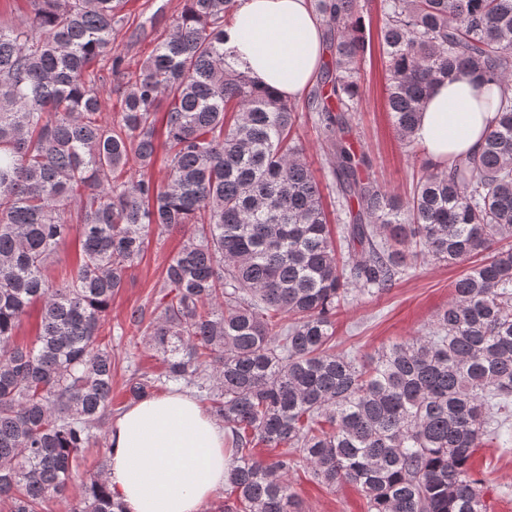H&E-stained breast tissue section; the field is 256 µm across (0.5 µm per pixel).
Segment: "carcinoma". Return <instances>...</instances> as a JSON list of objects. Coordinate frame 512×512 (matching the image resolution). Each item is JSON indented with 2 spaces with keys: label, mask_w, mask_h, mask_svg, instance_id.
Instances as JSON below:
<instances>
[{
  "label": "carcinoma",
  "mask_w": 512,
  "mask_h": 512,
  "mask_svg": "<svg viewBox=\"0 0 512 512\" xmlns=\"http://www.w3.org/2000/svg\"><path fill=\"white\" fill-rule=\"evenodd\" d=\"M0 23V512H124L106 478L74 476L112 413V298L152 229L188 228L156 307L130 323L160 354L134 373L139 401L170 382L206 393L224 420V512H301L297 459L328 486L352 484L368 512H487L470 460L512 446V97L477 155L422 168L403 199L384 190L347 137L365 52L358 0H313L335 47L304 108L335 159L347 253L293 130L297 106L224 54L237 0H184L174 28L130 78L114 48L128 0H27ZM394 129L413 155L423 99L480 72L512 83V0H382ZM122 94L102 119L94 70ZM163 113L166 181L150 174ZM79 260L47 275L60 243ZM480 257L424 336L368 362L338 353L334 317L357 291L392 287L420 260ZM31 345L15 341L33 305ZM288 315V322L278 316ZM263 444L278 453L253 457Z\"/></svg>",
  "instance_id": "carcinoma-1"
}]
</instances>
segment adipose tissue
I'll list each match as a JSON object with an SVG mask.
<instances>
[{"instance_id":"adipose-tissue-1","label":"adipose tissue","mask_w":512,"mask_h":512,"mask_svg":"<svg viewBox=\"0 0 512 512\" xmlns=\"http://www.w3.org/2000/svg\"><path fill=\"white\" fill-rule=\"evenodd\" d=\"M224 51L281 97L313 84L322 55V21L309 0H238ZM499 87L479 90L468 77L434 86L414 137L445 166L477 154L496 124ZM107 481L126 512H200L224 485L230 460L224 429L191 396L173 391L132 405L110 429Z\"/></svg>"}]
</instances>
